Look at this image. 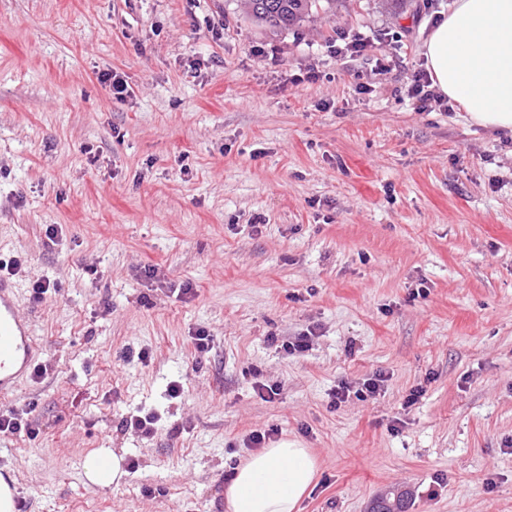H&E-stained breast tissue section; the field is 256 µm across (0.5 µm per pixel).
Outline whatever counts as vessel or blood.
<instances>
[{
    "label": "vessel or blood",
    "mask_w": 512,
    "mask_h": 512,
    "mask_svg": "<svg viewBox=\"0 0 512 512\" xmlns=\"http://www.w3.org/2000/svg\"><path fill=\"white\" fill-rule=\"evenodd\" d=\"M37 343L31 323L22 314L14 282L0 276V395L16 392L32 373Z\"/></svg>",
    "instance_id": "obj_1"
}]
</instances>
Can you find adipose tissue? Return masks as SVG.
<instances>
[{"instance_id": "ef3b65f1", "label": "adipose tissue", "mask_w": 512, "mask_h": 512, "mask_svg": "<svg viewBox=\"0 0 512 512\" xmlns=\"http://www.w3.org/2000/svg\"><path fill=\"white\" fill-rule=\"evenodd\" d=\"M423 55L435 85L473 124L512 135V0H455ZM316 473L306 448L251 453L224 488L227 512H298Z\"/></svg>"}]
</instances>
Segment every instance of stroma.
Wrapping results in <instances>:
<instances>
[{"label":"stroma","instance_id":"35a3bbf8","mask_svg":"<svg viewBox=\"0 0 512 512\" xmlns=\"http://www.w3.org/2000/svg\"><path fill=\"white\" fill-rule=\"evenodd\" d=\"M453 2L276 32L238 0H0V265L46 369L0 396L39 430L0 434L21 512H213L255 431L316 456L299 512L391 485L409 512H512V136L407 97ZM342 31L391 72L331 54ZM100 448L120 484L85 478ZM108 458L111 462L108 470L101 467L102 461ZM124 458L113 449L100 448L90 453L83 461V471L89 482L99 486L118 484L127 475L123 467Z\"/></svg>","mask_w":512,"mask_h":512}]
</instances>
